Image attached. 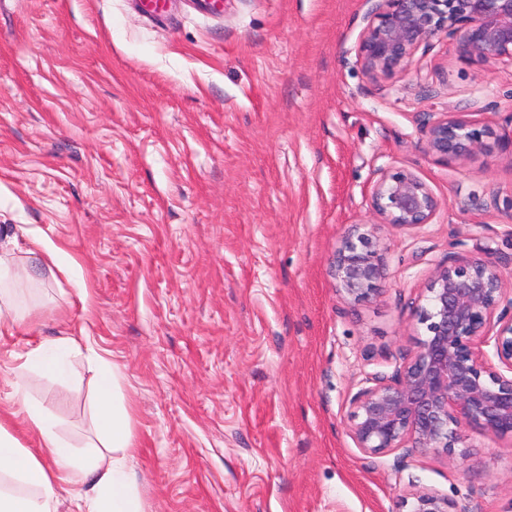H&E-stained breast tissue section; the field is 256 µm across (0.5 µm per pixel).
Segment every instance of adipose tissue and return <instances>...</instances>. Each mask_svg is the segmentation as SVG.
Here are the masks:
<instances>
[{"instance_id":"obj_1","label":"adipose tissue","mask_w":512,"mask_h":512,"mask_svg":"<svg viewBox=\"0 0 512 512\" xmlns=\"http://www.w3.org/2000/svg\"><path fill=\"white\" fill-rule=\"evenodd\" d=\"M89 341L85 334L29 345L17 356L15 391L23 390L30 372L66 378L71 355ZM96 373L97 441L83 455L73 454L58 434L56 419L35 403H25L24 409L28 426L40 437L39 450L22 447L16 437L0 428V512H56L60 481L71 484L76 512H144L128 470L134 442L119 377L101 356L96 359ZM43 454L59 463V473L45 471L39 461Z\"/></svg>"}]
</instances>
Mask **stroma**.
Segmentation results:
<instances>
[{"label": "stroma", "mask_w": 512, "mask_h": 512, "mask_svg": "<svg viewBox=\"0 0 512 512\" xmlns=\"http://www.w3.org/2000/svg\"><path fill=\"white\" fill-rule=\"evenodd\" d=\"M369 0H0V259L29 269L0 336V426L27 448L24 401L74 452L94 440L95 368L6 381L14 352L87 332L114 366L145 512H402L410 484L456 512H512V441L469 455H363L347 432L365 374L415 345L434 270L483 252L512 280V159L425 150L455 112L512 130V69L435 36L409 72L369 76L353 47ZM382 169L417 174L432 223H377ZM387 248L378 296L351 306L331 262L348 228ZM45 233L80 278L40 275Z\"/></svg>", "instance_id": "1"}]
</instances>
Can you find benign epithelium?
I'll return each instance as SVG.
<instances>
[{
	"instance_id": "7a95c632",
	"label": "benign epithelium",
	"mask_w": 512,
	"mask_h": 512,
	"mask_svg": "<svg viewBox=\"0 0 512 512\" xmlns=\"http://www.w3.org/2000/svg\"><path fill=\"white\" fill-rule=\"evenodd\" d=\"M373 2L355 47L372 77L408 71L418 47L440 33L462 57L512 66V0ZM425 135L426 152L442 161L470 158L491 138L512 154V130L498 134L455 113L433 119ZM369 204L378 223L401 229L431 223L440 209L426 183L406 169L381 170ZM385 252L372 225H351L332 262L342 301L358 305L377 295ZM422 300L414 350L393 375L362 379L350 399L347 431L355 447L368 456L418 448L450 457L465 447L468 428L512 440V286L499 262L486 252L440 266ZM402 504L405 512H453L447 497L414 483Z\"/></svg>"
}]
</instances>
